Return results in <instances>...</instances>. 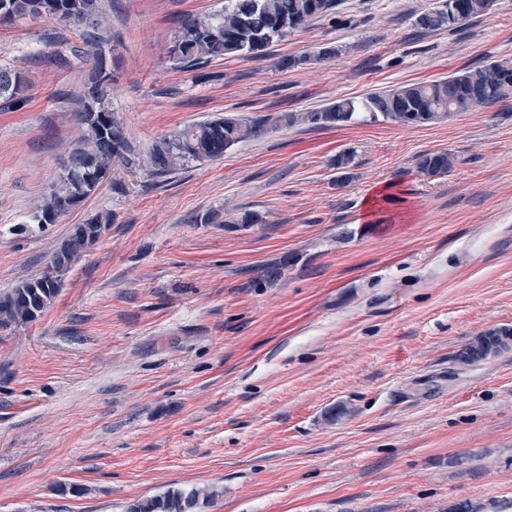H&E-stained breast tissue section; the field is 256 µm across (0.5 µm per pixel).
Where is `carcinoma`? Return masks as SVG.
Here are the masks:
<instances>
[{
  "label": "carcinoma",
  "instance_id": "cac0c4a2",
  "mask_svg": "<svg viewBox=\"0 0 512 512\" xmlns=\"http://www.w3.org/2000/svg\"><path fill=\"white\" fill-rule=\"evenodd\" d=\"M219 11L183 19L174 32L169 59L174 67L189 71L212 60L258 54L288 33L330 14L337 0H225ZM469 10L458 22L448 21L440 9L421 14L419 26L426 30L450 31L467 20L489 12L494 0H467ZM36 21L50 18L82 30L92 49V64L79 92V120L83 134L71 152L76 165L63 168L56 186L30 218L32 224H54L60 216L90 196L108 179L112 165H142L153 175L175 171L189 161L214 160L236 146L257 139L273 129L297 124L340 126L365 113L373 121H392L407 126L432 123L454 114L473 112L512 94V63L492 62L431 82L406 83L373 92L360 101L338 99L306 112H285L271 117H231L191 123L155 143L146 159L139 160L126 127L112 111V72L107 68L101 38L105 24L103 0H0V15ZM28 89L18 70L0 66V105L10 107L24 101ZM453 160L447 153L426 154L418 163L420 172L436 176L448 172ZM100 213L77 224L69 241L99 238L111 223ZM57 288L34 279L21 282L0 294V331L23 327L35 321L56 295ZM512 347V329H489L457 356L471 364L498 356ZM214 493L198 487L168 490L129 504L126 512H194Z\"/></svg>",
  "mask_w": 512,
  "mask_h": 512
}]
</instances>
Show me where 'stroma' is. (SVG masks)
Listing matches in <instances>:
<instances>
[{
  "label": "stroma",
  "instance_id": "35a3bbf8",
  "mask_svg": "<svg viewBox=\"0 0 512 512\" xmlns=\"http://www.w3.org/2000/svg\"><path fill=\"white\" fill-rule=\"evenodd\" d=\"M223 3L109 0L111 107L138 152L192 121L512 62V0L451 32L416 24L444 0H338L261 54L173 68L177 21ZM86 51L48 18L0 25V65L29 84L0 108V292L112 215L43 314L0 332V512H125L190 486L218 492L201 512H512V350L456 360L512 328V97L422 126L282 127L162 178L118 163L32 224ZM429 153L446 174L418 172ZM453 160L447 153L426 154L421 157L418 168L421 173L436 176L448 172ZM511 341V328L499 327L489 329L458 354L457 361L468 365L486 360L492 356H498L502 352L509 350V348L511 349Z\"/></svg>",
  "mask_w": 512,
  "mask_h": 512
}]
</instances>
